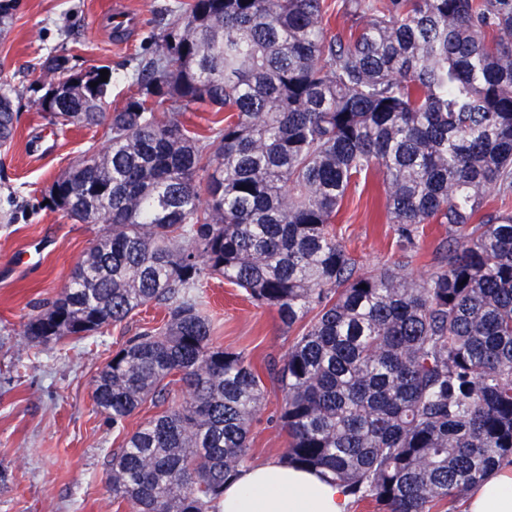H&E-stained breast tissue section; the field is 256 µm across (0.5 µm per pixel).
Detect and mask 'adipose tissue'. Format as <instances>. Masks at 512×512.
I'll return each instance as SVG.
<instances>
[{
    "label": "adipose tissue",
    "instance_id": "obj_1",
    "mask_svg": "<svg viewBox=\"0 0 512 512\" xmlns=\"http://www.w3.org/2000/svg\"><path fill=\"white\" fill-rule=\"evenodd\" d=\"M352 496L328 472L266 461L226 481L217 512H351ZM462 512H512V464L472 488Z\"/></svg>",
    "mask_w": 512,
    "mask_h": 512
}]
</instances>
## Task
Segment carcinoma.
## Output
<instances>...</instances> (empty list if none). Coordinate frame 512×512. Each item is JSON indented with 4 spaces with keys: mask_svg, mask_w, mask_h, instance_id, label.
Listing matches in <instances>:
<instances>
[{
    "mask_svg": "<svg viewBox=\"0 0 512 512\" xmlns=\"http://www.w3.org/2000/svg\"><path fill=\"white\" fill-rule=\"evenodd\" d=\"M191 0L142 60L137 90L43 199L107 224L26 334L84 338L147 304L167 307L97 372L93 401L124 426L172 376L187 397L112 451V493L131 512H212L250 459L263 390L242 352L215 341L200 286L213 276L315 320L282 363V460L324 468L384 512H429L512 463V0ZM37 111L96 127L109 82L64 56ZM222 112L210 135L188 112ZM16 113L0 108V145ZM415 244L448 225L439 267L416 281L358 269L335 223L372 168Z\"/></svg>",
    "mask_w": 512,
    "mask_h": 512,
    "instance_id": "obj_1",
    "label": "carcinoma"
}]
</instances>
